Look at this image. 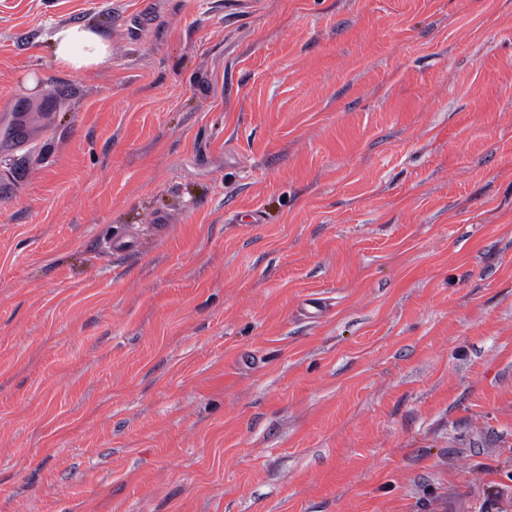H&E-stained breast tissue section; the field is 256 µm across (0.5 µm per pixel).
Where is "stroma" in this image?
Segmentation results:
<instances>
[{"mask_svg": "<svg viewBox=\"0 0 512 512\" xmlns=\"http://www.w3.org/2000/svg\"><path fill=\"white\" fill-rule=\"evenodd\" d=\"M17 95L0 512H512V0H0ZM50 41L55 62L63 70L97 71L107 66L112 58L110 43L85 24H61L53 30ZM30 119L27 112H2L0 133L2 147H15V150L30 146Z\"/></svg>", "mask_w": 512, "mask_h": 512, "instance_id": "obj_1", "label": "stroma"}]
</instances>
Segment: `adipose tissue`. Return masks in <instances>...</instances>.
I'll return each instance as SVG.
<instances>
[{"label": "adipose tissue", "instance_id": "adipose-tissue-1", "mask_svg": "<svg viewBox=\"0 0 512 512\" xmlns=\"http://www.w3.org/2000/svg\"><path fill=\"white\" fill-rule=\"evenodd\" d=\"M50 41L56 64L67 71H97L107 66L112 58L109 42L85 24L59 25L53 30Z\"/></svg>", "mask_w": 512, "mask_h": 512}]
</instances>
